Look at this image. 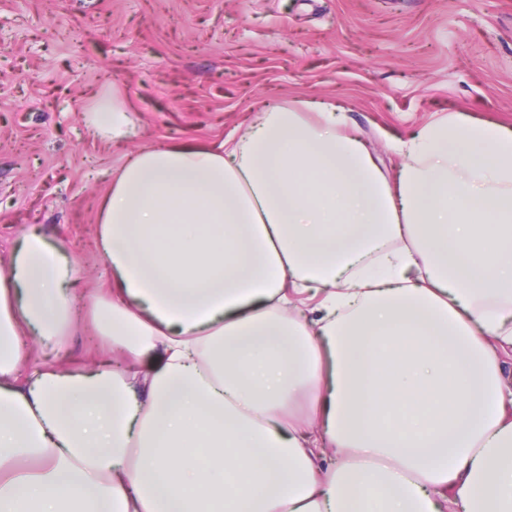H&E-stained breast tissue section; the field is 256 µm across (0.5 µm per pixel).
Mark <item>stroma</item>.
I'll return each mask as SVG.
<instances>
[{
	"label": "stroma",
	"instance_id": "obj_1",
	"mask_svg": "<svg viewBox=\"0 0 512 512\" xmlns=\"http://www.w3.org/2000/svg\"><path fill=\"white\" fill-rule=\"evenodd\" d=\"M114 85L140 121L123 146L81 120ZM300 97L346 105L393 174L430 123L511 127L512 0H0V249L39 230L72 252L85 293L47 362L112 354L91 316L112 172L140 147H208Z\"/></svg>",
	"mask_w": 512,
	"mask_h": 512
}]
</instances>
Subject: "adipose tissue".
<instances>
[{
	"label": "adipose tissue",
	"mask_w": 512,
	"mask_h": 512,
	"mask_svg": "<svg viewBox=\"0 0 512 512\" xmlns=\"http://www.w3.org/2000/svg\"><path fill=\"white\" fill-rule=\"evenodd\" d=\"M82 122L138 133L117 86ZM344 122L271 104L118 171L97 314L131 364L38 362L77 263L0 257V512H512V128L429 124L392 177Z\"/></svg>",
	"instance_id": "adipose-tissue-1"
}]
</instances>
